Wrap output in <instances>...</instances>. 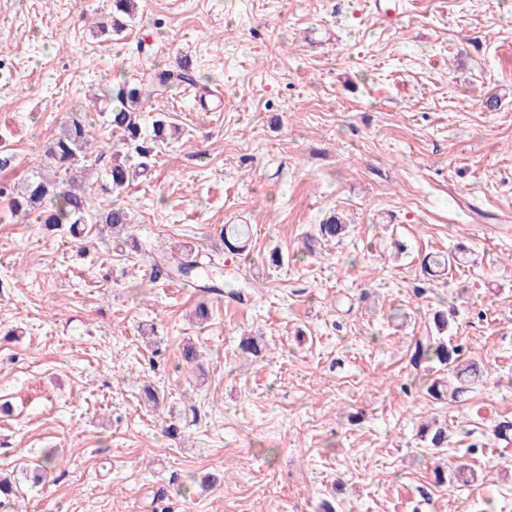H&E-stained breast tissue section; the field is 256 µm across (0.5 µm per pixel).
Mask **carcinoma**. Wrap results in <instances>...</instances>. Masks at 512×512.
Masks as SVG:
<instances>
[{"mask_svg": "<svg viewBox=\"0 0 512 512\" xmlns=\"http://www.w3.org/2000/svg\"><path fill=\"white\" fill-rule=\"evenodd\" d=\"M136 9V0H112V29L115 31L124 27L115 14L131 15ZM194 81L189 65L179 66L177 70L162 69L155 64L149 66L145 78L134 83H123L113 87L109 92V100L118 101L115 107L101 109L105 124L111 131L118 132L125 144L140 158L139 166L147 168L148 164L161 151V145L167 143L168 135L175 129L168 117L162 116L152 122L150 135L143 133L141 113L146 108H154V100L175 85ZM90 144L89 124L82 115L72 113L65 121L62 131L54 139L46 151V161L30 176L24 188L17 192L10 185L0 184V195L12 196V207L17 212L37 213L39 223L48 227L69 224L73 227L90 224L99 232H121L126 229L129 221L127 208L111 199L105 205L93 203L91 195L85 189L72 187L66 191L58 190L59 173L69 170L76 171L80 163L87 162L88 146ZM136 172L130 168L114 164L107 172V178L112 190L125 187L133 179ZM52 196L56 203L51 209L42 208L43 201ZM348 231L347 221L341 212L331 214L322 224L318 225L316 233L306 237V249L312 253L315 244L324 241H340ZM248 233L245 224H233L224 227V249L234 253L243 250L242 239ZM172 264V269L178 276L198 280L194 263L187 261V253H172L166 258ZM414 366L424 363L438 362L448 370V379H435L428 387L433 398L440 400L447 394L458 395L465 392L471 384V372L461 367V355L458 348L450 347L439 336H421L415 339L414 351L411 357ZM420 433L429 441L433 448H444L448 443V429L433 428L422 425ZM52 452H47L44 461L25 470V479L34 484H40L47 476V466L50 464Z\"/></svg>", "mask_w": 512, "mask_h": 512, "instance_id": "obj_1", "label": "carcinoma"}]
</instances>
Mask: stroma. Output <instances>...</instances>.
Instances as JSON below:
<instances>
[{
    "label": "stroma",
    "mask_w": 512,
    "mask_h": 512,
    "mask_svg": "<svg viewBox=\"0 0 512 512\" xmlns=\"http://www.w3.org/2000/svg\"><path fill=\"white\" fill-rule=\"evenodd\" d=\"M111 20L109 0H0V182L22 187L81 109L102 199L109 163L137 160L92 97L141 79V48L208 92L161 99L178 131L121 194V237L51 232L0 197V472L54 453L0 512H512L494 434L512 422V0H138L100 34ZM333 209L348 237L307 254ZM227 224L250 225L245 252ZM185 245L244 300L210 296L196 322L201 292L154 275V250ZM446 308L483 376L439 401L441 367L410 358ZM435 422L447 447L419 434ZM441 459L463 476L437 483Z\"/></svg>",
    "instance_id": "obj_1"
}]
</instances>
